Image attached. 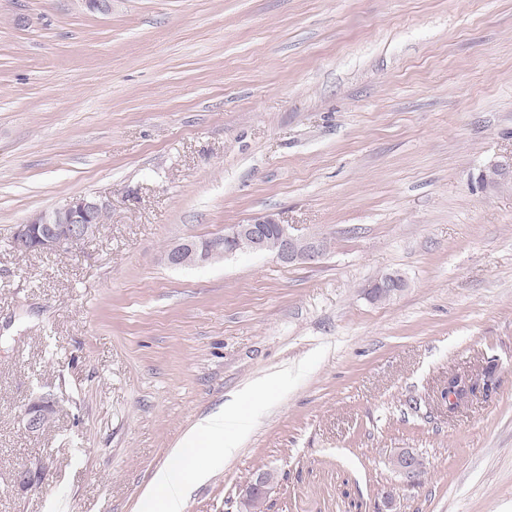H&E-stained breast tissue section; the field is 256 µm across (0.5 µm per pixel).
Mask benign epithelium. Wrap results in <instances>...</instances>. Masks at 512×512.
I'll return each instance as SVG.
<instances>
[{
    "label": "benign epithelium",
    "mask_w": 512,
    "mask_h": 512,
    "mask_svg": "<svg viewBox=\"0 0 512 512\" xmlns=\"http://www.w3.org/2000/svg\"><path fill=\"white\" fill-rule=\"evenodd\" d=\"M112 210V202L96 195L73 198L65 206L40 211L16 226L13 238L17 248L27 253H51L64 247H75L97 234L93 217ZM326 237L318 234L298 236L288 225L268 216L249 224H233L224 229V235L210 240L186 239L166 251V261L175 267L199 266L217 261L239 252L271 253L285 265L318 261L328 250ZM406 282L399 274H384L368 289L374 302L387 301L405 288ZM53 414V409L43 397L33 399L26 408L23 419L28 430L36 433ZM394 468L403 481L411 485L426 468L423 460L404 455L393 460ZM274 475L260 472L249 481L240 503L256 496L270 494Z\"/></svg>",
    "instance_id": "obj_1"
}]
</instances>
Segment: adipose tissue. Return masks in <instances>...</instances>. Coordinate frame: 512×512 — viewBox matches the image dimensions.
Returning a JSON list of instances; mask_svg holds the SVG:
<instances>
[{"label":"adipose tissue","mask_w":512,"mask_h":512,"mask_svg":"<svg viewBox=\"0 0 512 512\" xmlns=\"http://www.w3.org/2000/svg\"><path fill=\"white\" fill-rule=\"evenodd\" d=\"M248 421L236 400L199 420L178 447L172 449L167 463L153 474L137 504V512H184L193 487L221 471L225 459L231 456V449L224 445L225 435L244 431ZM197 457L206 458L208 468L195 467L193 460Z\"/></svg>","instance_id":"adipose-tissue-1"}]
</instances>
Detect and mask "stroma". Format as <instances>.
<instances>
[{"label": "stroma", "mask_w": 512, "mask_h": 512, "mask_svg": "<svg viewBox=\"0 0 512 512\" xmlns=\"http://www.w3.org/2000/svg\"><path fill=\"white\" fill-rule=\"evenodd\" d=\"M88 194L95 237L12 248ZM266 215L330 251L165 260ZM452 372L491 388L449 409ZM272 376L184 512L262 471L267 512H512V0H0V512H135ZM406 282L399 274H384L368 288V295L374 302L390 300L405 288ZM52 414L50 403L44 397H38L28 405L23 419L28 430L37 433ZM248 421L239 400L228 401L217 412L199 420L186 432L178 447L172 449L167 463L153 474L136 511L183 512L193 487L221 471L224 459L233 454L235 449L224 445V436L243 432ZM196 457L206 458L208 468L195 467ZM393 466L407 485L415 483L418 474L426 468L423 460L410 455L395 458Z\"/></svg>", "instance_id": "1"}]
</instances>
